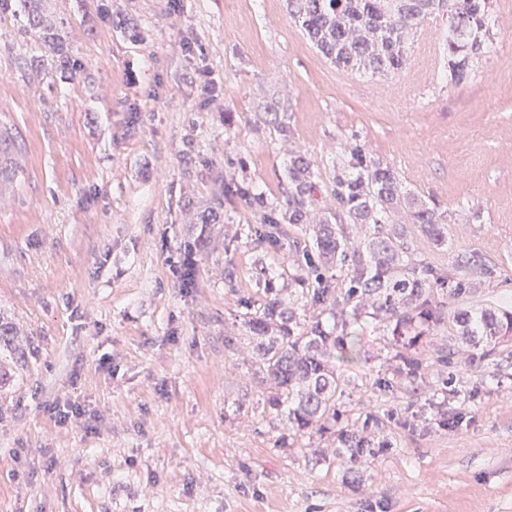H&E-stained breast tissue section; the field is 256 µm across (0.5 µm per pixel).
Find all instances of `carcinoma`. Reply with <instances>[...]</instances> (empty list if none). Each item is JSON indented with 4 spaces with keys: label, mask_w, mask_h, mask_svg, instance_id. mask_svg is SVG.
<instances>
[{
    "label": "carcinoma",
    "mask_w": 512,
    "mask_h": 512,
    "mask_svg": "<svg viewBox=\"0 0 512 512\" xmlns=\"http://www.w3.org/2000/svg\"><path fill=\"white\" fill-rule=\"evenodd\" d=\"M494 0H288V11L316 48L337 67L351 72L385 76L407 64L410 41L425 22L441 18L448 23L445 50L448 61L443 79L460 86L471 77L476 63L494 47ZM37 37V65L70 71L65 22L47 20L44 0H0ZM112 23L133 39L143 37L140 26L122 14ZM258 128L271 126L288 133V113L259 112ZM26 147L10 113L0 109V199L19 192ZM343 165L331 181L336 210L318 213L316 193L321 173L306 156L288 159L282 179L283 205L273 206L248 185L219 186L199 213L198 223H224V201L240 199L261 212V223L248 225L244 234L227 236L229 243L246 236L275 246L285 224H307L312 236L295 241L288 267L279 272L283 288H263V296L246 305L245 325L255 351L254 374L270 383L264 407L281 417L284 432L276 446L312 433L336 438L340 455L355 468L373 461L388 441L369 434L384 433V422L370 411L341 418L336 408L345 380L331 360L357 364L362 357L361 332L365 323L390 337L386 362L393 377L412 391L433 387L428 359L445 363L451 351L460 356L496 354L512 341V307L483 304L475 299L485 269L472 256L457 255L451 270L438 269L411 245L413 224L436 245L448 241L447 217L407 189L397 172L365 149L347 143ZM336 268L341 280L326 275ZM469 300L452 310L448 303ZM316 312L300 318V307ZM20 328L0 316V350L17 360L26 356L19 344ZM455 338L453 345L439 336Z\"/></svg>",
    "instance_id": "carcinoma-1"
}]
</instances>
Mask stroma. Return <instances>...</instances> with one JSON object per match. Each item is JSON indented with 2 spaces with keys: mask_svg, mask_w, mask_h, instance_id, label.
<instances>
[{
  "mask_svg": "<svg viewBox=\"0 0 512 512\" xmlns=\"http://www.w3.org/2000/svg\"><path fill=\"white\" fill-rule=\"evenodd\" d=\"M99 4L52 0L80 65L68 80L31 65L34 41L0 12V104L27 150L24 192L0 205V307L35 349L0 389V512H512V346L431 369L447 428L404 385L376 390L389 373L364 329L360 363L336 364L338 403L381 416L390 446L356 479L327 437L275 447L251 366L255 269L286 264L301 228L275 250L216 243L189 288L170 266L224 179L275 204L289 151L326 177L353 142L447 214V245L417 234L415 249L441 268L480 254L481 299L512 305V0L457 87L436 77L439 19L401 72L370 80L324 58L285 0H112L137 41ZM269 106L289 136L255 128ZM67 401L90 429L55 423Z\"/></svg>",
  "mask_w": 512,
  "mask_h": 512,
  "instance_id": "35a3bbf8",
  "label": "stroma"
}]
</instances>
